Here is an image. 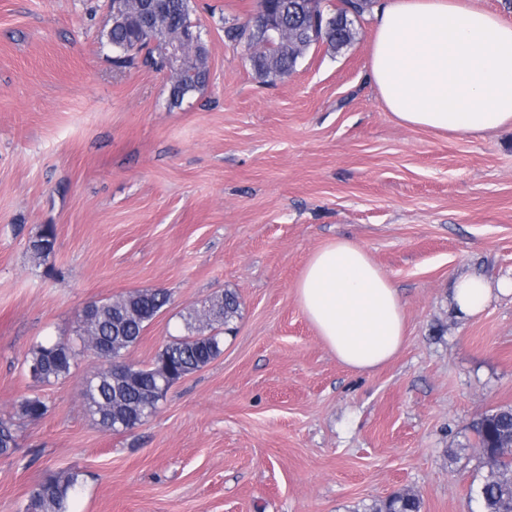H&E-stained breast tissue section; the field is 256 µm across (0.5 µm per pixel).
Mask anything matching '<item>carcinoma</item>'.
Here are the masks:
<instances>
[{
  "mask_svg": "<svg viewBox=\"0 0 512 512\" xmlns=\"http://www.w3.org/2000/svg\"><path fill=\"white\" fill-rule=\"evenodd\" d=\"M163 9L162 24L169 32L180 29L190 17V0H159ZM341 6L327 9L322 0H293L282 16V34L267 38L263 24V9L245 24L224 28L225 38L249 47L266 44L265 51L252 59L256 73L262 78L284 76L293 71L299 55L288 44V33L317 25L322 42L332 49L348 45L355 38L354 19L362 16L372 0H340ZM102 37L119 50L118 64L128 63V53L144 52V63L158 68L160 44H151L147 32L126 26H115ZM210 76L208 56H203L193 74L170 84V99L174 105L186 95L204 88ZM55 237L51 226L45 227L30 242L31 252L47 260L54 248L40 249L36 243ZM171 295L162 289L131 292L115 300L93 304L94 314L78 315L75 337L49 340L34 345L26 355L25 365H39L43 373L32 380L53 385L73 374L77 356L92 350L104 367L84 382L83 397L88 415L104 430L131 431L143 419L152 415L169 389L180 379L202 369L223 352V328L230 326L239 315L240 302L236 293L226 290L193 311L185 319L188 334L165 343L151 364L142 366L126 360L131 348L141 340L145 328L170 304ZM19 416L39 419L47 412L46 403L38 396L19 402ZM512 430V408L499 409L485 416L478 424L477 434H499ZM15 447L11 424L0 419V454ZM80 485L79 473L60 471L48 475L30 494L25 512H69V504ZM484 512H512V442L498 448L491 470L479 488ZM370 512H421V500L415 495L397 493Z\"/></svg>",
  "mask_w": 512,
  "mask_h": 512,
  "instance_id": "cac0c4a2",
  "label": "carcinoma"
}]
</instances>
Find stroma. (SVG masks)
I'll use <instances>...</instances> for the list:
<instances>
[{"instance_id":"obj_1","label":"stroma","mask_w":512,"mask_h":512,"mask_svg":"<svg viewBox=\"0 0 512 512\" xmlns=\"http://www.w3.org/2000/svg\"><path fill=\"white\" fill-rule=\"evenodd\" d=\"M191 5L210 78L175 105L164 72L113 63L108 0H0V418L17 429L0 512L66 470L81 479L70 512H364L396 492L483 512L476 427L512 406V295L460 317L451 278H512V127L400 124L368 77L374 11L350 45L265 82L223 30L259 0ZM48 225L42 263L28 245ZM341 237L404 302V345L370 372L336 359L294 288ZM157 288L171 302L136 363L209 296L235 291L240 315L135 429L86 413L91 352L56 384L27 376L28 350L73 336L86 304ZM29 396L42 418L17 417Z\"/></svg>"}]
</instances>
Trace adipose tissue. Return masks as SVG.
I'll use <instances>...</instances> for the list:
<instances>
[{
  "instance_id": "1",
  "label": "adipose tissue",
  "mask_w": 512,
  "mask_h": 512,
  "mask_svg": "<svg viewBox=\"0 0 512 512\" xmlns=\"http://www.w3.org/2000/svg\"><path fill=\"white\" fill-rule=\"evenodd\" d=\"M369 75L384 106L405 126L483 134L512 125V20L472 0H385L376 13ZM301 309L330 351L366 372L390 361L406 333L391 278L357 243L316 251L296 283ZM512 294V278L461 275L458 315Z\"/></svg>"
}]
</instances>
